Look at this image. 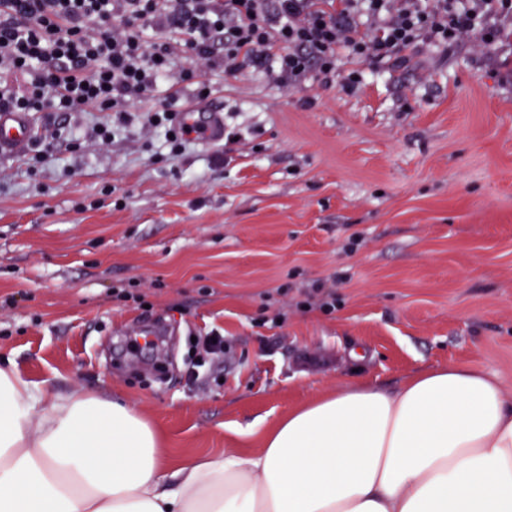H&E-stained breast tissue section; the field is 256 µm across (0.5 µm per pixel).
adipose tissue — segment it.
Here are the masks:
<instances>
[{
  "label": "adipose tissue",
  "mask_w": 512,
  "mask_h": 512,
  "mask_svg": "<svg viewBox=\"0 0 512 512\" xmlns=\"http://www.w3.org/2000/svg\"><path fill=\"white\" fill-rule=\"evenodd\" d=\"M0 512H512V398L459 366L346 384L171 470L128 402L0 364Z\"/></svg>",
  "instance_id": "obj_1"
}]
</instances>
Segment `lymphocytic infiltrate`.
Masks as SVG:
<instances>
[{
  "instance_id": "lymphocytic-infiltrate-1",
  "label": "lymphocytic infiltrate",
  "mask_w": 512,
  "mask_h": 512,
  "mask_svg": "<svg viewBox=\"0 0 512 512\" xmlns=\"http://www.w3.org/2000/svg\"><path fill=\"white\" fill-rule=\"evenodd\" d=\"M507 15L512 0H0V113L92 106L112 115L92 131L108 144L128 103L163 82L149 130L173 123L180 84L210 69H267L287 92L312 75L351 90L346 62L400 67L427 44L491 43Z\"/></svg>"
}]
</instances>
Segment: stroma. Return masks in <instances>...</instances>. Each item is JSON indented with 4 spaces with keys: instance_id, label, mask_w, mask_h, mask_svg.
<instances>
[{
    "instance_id": "stroma-1",
    "label": "stroma",
    "mask_w": 512,
    "mask_h": 512,
    "mask_svg": "<svg viewBox=\"0 0 512 512\" xmlns=\"http://www.w3.org/2000/svg\"><path fill=\"white\" fill-rule=\"evenodd\" d=\"M358 89L203 79L233 140L169 159L132 125L0 157V360L51 394L120 397L172 463L256 449L337 385L455 364L512 392V20ZM325 294H314L315 284ZM129 291L130 300L117 299ZM224 356L186 371L192 340Z\"/></svg>"
}]
</instances>
